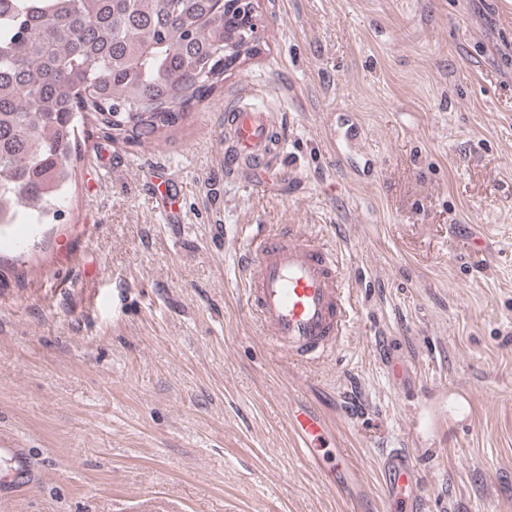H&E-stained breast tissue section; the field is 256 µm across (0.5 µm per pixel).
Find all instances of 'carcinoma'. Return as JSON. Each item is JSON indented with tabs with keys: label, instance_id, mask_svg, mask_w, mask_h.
I'll use <instances>...</instances> for the list:
<instances>
[{
	"label": "carcinoma",
	"instance_id": "carcinoma-1",
	"mask_svg": "<svg viewBox=\"0 0 512 512\" xmlns=\"http://www.w3.org/2000/svg\"><path fill=\"white\" fill-rule=\"evenodd\" d=\"M220 0H0V213L58 215L93 127L157 140L224 83Z\"/></svg>",
	"mask_w": 512,
	"mask_h": 512
}]
</instances>
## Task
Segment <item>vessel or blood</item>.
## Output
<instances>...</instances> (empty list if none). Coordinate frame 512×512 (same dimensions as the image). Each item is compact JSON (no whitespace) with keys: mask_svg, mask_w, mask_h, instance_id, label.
<instances>
[{"mask_svg":"<svg viewBox=\"0 0 512 512\" xmlns=\"http://www.w3.org/2000/svg\"><path fill=\"white\" fill-rule=\"evenodd\" d=\"M252 94V88H244L240 105L224 114L229 126L224 170L237 178L271 165L284 149L273 115L250 104ZM237 249L246 302L269 347L301 365L332 360L353 313L338 248L295 224L275 230L254 224ZM292 430L300 454L324 469L320 448L329 432L326 418L298 406ZM0 460L10 463L16 477L26 476L30 469L24 449L1 439ZM381 473L382 494L391 502L405 499L407 487L420 481L412 455L403 448L383 455Z\"/></svg>","mask_w":512,"mask_h":512,"instance_id":"vessel-or-blood-1","label":"vessel or blood"}]
</instances>
